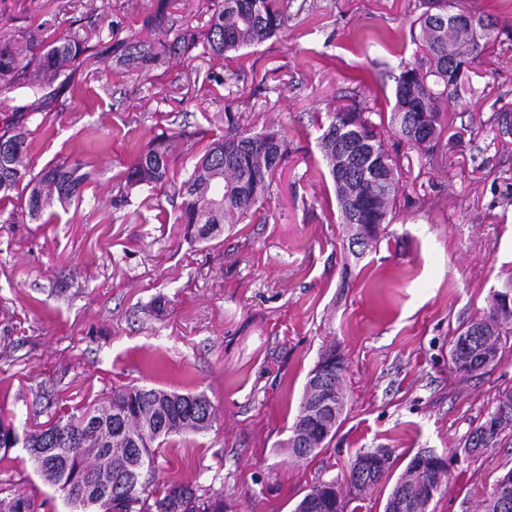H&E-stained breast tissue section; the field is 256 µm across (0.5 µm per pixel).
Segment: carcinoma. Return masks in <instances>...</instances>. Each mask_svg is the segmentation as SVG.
<instances>
[{
  "mask_svg": "<svg viewBox=\"0 0 512 512\" xmlns=\"http://www.w3.org/2000/svg\"><path fill=\"white\" fill-rule=\"evenodd\" d=\"M172 0H157L156 8L144 19V28L154 39H118L105 47L112 62L127 71L148 74L163 59L180 57L194 47V36L172 34L176 21L169 8ZM426 10L416 22L419 37L414 40V61L407 63L396 81L395 105L388 126L411 147L428 151L437 145L442 132L443 105L448 101V40H453L468 63L479 58L494 41V22L481 17L480 42L461 32L448 33L442 20L448 9L462 12L456 0H423ZM288 22V0H213L205 40L207 52L217 57L261 44L275 36ZM86 41L78 33L52 42L36 33L24 40L0 36V76L10 78L3 86L29 88L36 101L43 103L54 94V83L67 82L70 68L87 60ZM224 137L211 142L194 164L187 179L174 189L180 198L176 223L184 226L191 241H212L224 233L226 225L241 223L269 203L276 173L288 158V137L284 131L245 129L232 112L225 113ZM329 123L319 137V147L327 167L336 165V145L347 129L369 135L350 161L346 173L331 175L340 223L352 232L358 220L372 226L371 242L378 241L390 223L399 188L398 163L382 139L383 124L374 123L363 109L346 105L328 113ZM175 138L161 135L146 149L137 152L123 172L117 208L130 204L132 193L145 186L152 189L171 182L170 171ZM32 141L28 133L14 127L0 134V199L20 190L24 208L40 218L54 202H69L80 197L89 173L76 161L42 169L32 174L25 164ZM224 188V207H210V188ZM478 337L493 338L496 353L503 354L512 342V311L489 306L481 318L464 329ZM346 366H336V348L319 359L306 382L300 409L285 447L299 459L315 456L329 447L344 411ZM97 422L86 420L87 410L62 415L55 421L39 424L40 437L27 448L36 471L62 491L77 508L97 507L101 512H227L224 494L201 486L169 481L160 489L144 478L152 472L156 449L166 440L183 433H202L210 429L216 414L202 394H179L164 389L127 385L112 391L101 403ZM512 424V389L499 393L493 408L469 433L465 447L479 453L498 445L505 429L491 421L497 415ZM432 450L417 453L404 474L410 481L398 485L388 496L384 512H417L418 494L435 483H449L450 474L438 472ZM108 465L112 479L107 485L89 483L93 470ZM0 512H35L31 497L22 489L8 490L0 498ZM295 512H344L336 505V480L318 481L297 505Z\"/></svg>",
  "mask_w": 512,
  "mask_h": 512,
  "instance_id": "obj_1",
  "label": "carcinoma"
}]
</instances>
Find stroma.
Returning <instances> with one entry per match:
<instances>
[{
    "label": "stroma",
    "mask_w": 512,
    "mask_h": 512,
    "mask_svg": "<svg viewBox=\"0 0 512 512\" xmlns=\"http://www.w3.org/2000/svg\"><path fill=\"white\" fill-rule=\"evenodd\" d=\"M495 22L496 43L446 105L434 152L388 136L400 169L393 219L352 261L318 146L327 112L359 103L389 115L395 78L412 61L420 0H288V23L258 46H197L149 77L89 59L42 111L31 92H0V131L22 125L32 171L81 161L80 198L33 221L0 201V416L16 427L73 412L134 384L204 395L217 419L169 438L157 476L223 492L233 512H294L318 481L344 479L357 452L385 448L376 488L345 494V512H384L411 458L451 459L429 512H480L512 469V432L470 455L464 442L512 388V349L478 375L457 372L455 336L512 279V0H459ZM154 0H0V34L44 40L80 32L96 49L148 38ZM288 133V159L266 210L210 242L186 240L172 188H112L139 148L176 134L175 180L224 134V115ZM347 364V405L329 447L291 457L285 443L319 355ZM37 512H73L27 452L0 460V486Z\"/></svg>",
    "instance_id": "obj_1"
}]
</instances>
